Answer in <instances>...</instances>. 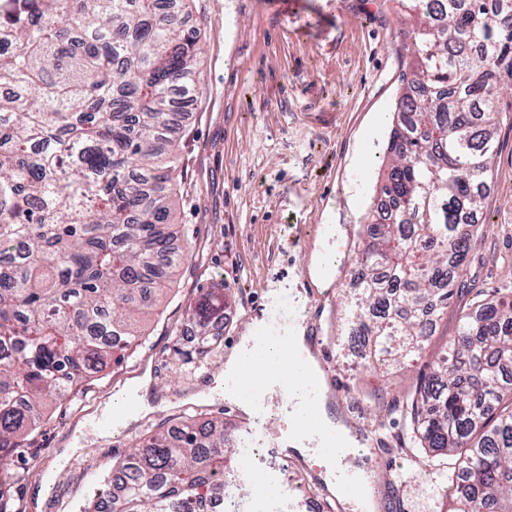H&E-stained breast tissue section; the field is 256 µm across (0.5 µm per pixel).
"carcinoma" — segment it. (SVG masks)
<instances>
[{
    "label": "carcinoma",
    "instance_id": "1",
    "mask_svg": "<svg viewBox=\"0 0 512 512\" xmlns=\"http://www.w3.org/2000/svg\"><path fill=\"white\" fill-rule=\"evenodd\" d=\"M412 19L375 207L363 217L349 335L407 360L461 287L478 231L499 106L512 76V0H397ZM199 38L158 0H0V471L41 405L119 365L183 254L171 247L174 95L196 87ZM224 289L186 314L191 366L212 353ZM423 448L456 457L436 491L451 512H512V296L460 318L457 339L402 402ZM224 421L153 433L113 467L118 512H204L236 459ZM0 512H16L0 480Z\"/></svg>",
    "mask_w": 512,
    "mask_h": 512
}]
</instances>
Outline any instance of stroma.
<instances>
[{"mask_svg":"<svg viewBox=\"0 0 512 512\" xmlns=\"http://www.w3.org/2000/svg\"><path fill=\"white\" fill-rule=\"evenodd\" d=\"M202 31L197 89L173 115L178 144L175 249L188 257L171 290L144 318L132 356L85 384L73 401L50 404L35 445L19 449L12 472L18 512H79L140 435L189 414L223 417L236 447L277 451L288 426L284 394L266 399L259 432H246L224 398V362L262 307L273 322L300 309L329 336L328 368L346 397L334 412L386 441L373 448L381 493L376 512H446L426 465L437 453L399 451L408 425L401 402L456 336L468 308L512 294V124L500 125L491 179L459 290L415 361L368 367L350 345L343 302L354 292L356 230L374 194L393 111L406 72V23L397 0H194L183 17ZM336 275L312 284L313 253ZM223 286L231 310L219 350L188 373L173 351V329L203 289ZM150 373L157 408L132 428L102 436L87 428L113 397ZM82 447L58 455L72 440Z\"/></svg>","mask_w":512,"mask_h":512,"instance_id":"1","label":"stroma"}]
</instances>
